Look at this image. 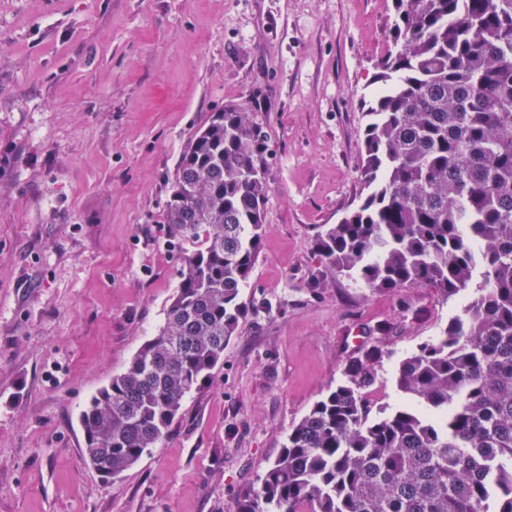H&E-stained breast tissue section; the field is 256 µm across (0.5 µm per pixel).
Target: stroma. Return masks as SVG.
Wrapping results in <instances>:
<instances>
[{"label":"stroma","mask_w":512,"mask_h":512,"mask_svg":"<svg viewBox=\"0 0 512 512\" xmlns=\"http://www.w3.org/2000/svg\"><path fill=\"white\" fill-rule=\"evenodd\" d=\"M393 0H0V512H230L342 378L396 363L473 295L375 291L315 249L359 201L363 105ZM228 104L268 134L248 313L168 437L119 480L78 416L155 335L180 281L162 222L191 135Z\"/></svg>","instance_id":"1"}]
</instances>
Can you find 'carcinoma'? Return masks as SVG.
Instances as JSON below:
<instances>
[{"label": "carcinoma", "instance_id": "carcinoma-1", "mask_svg": "<svg viewBox=\"0 0 512 512\" xmlns=\"http://www.w3.org/2000/svg\"><path fill=\"white\" fill-rule=\"evenodd\" d=\"M393 2L363 112L365 195L316 246L373 290L447 300L475 278L476 290L464 316L399 362L407 403L372 415L384 354L360 351L232 512H512V0ZM267 140L249 107L226 105L180 157L163 220L194 249L155 336L80 415L84 454L105 476L162 443L237 335Z\"/></svg>", "mask_w": 512, "mask_h": 512}]
</instances>
